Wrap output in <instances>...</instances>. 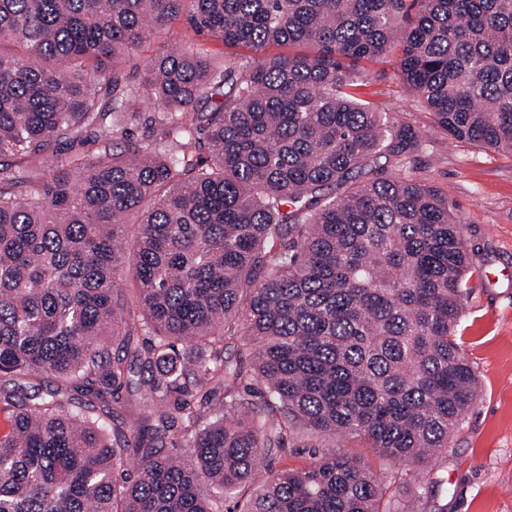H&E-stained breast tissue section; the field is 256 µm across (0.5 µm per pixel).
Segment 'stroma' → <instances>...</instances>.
Here are the masks:
<instances>
[{
    "instance_id": "stroma-1",
    "label": "stroma",
    "mask_w": 512,
    "mask_h": 512,
    "mask_svg": "<svg viewBox=\"0 0 512 512\" xmlns=\"http://www.w3.org/2000/svg\"><path fill=\"white\" fill-rule=\"evenodd\" d=\"M368 69L364 99L433 139V149L416 154L413 174L455 205L472 257L455 340L475 374L476 398L442 464L443 503L446 512H512V154L448 139L431 112L408 97L391 61ZM336 449L381 476V512L408 500L415 482L428 476L427 469L380 458L361 438H337Z\"/></svg>"
}]
</instances>
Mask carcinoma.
I'll use <instances>...</instances> for the list:
<instances>
[{"label":"carcinoma","mask_w":512,"mask_h":512,"mask_svg":"<svg viewBox=\"0 0 512 512\" xmlns=\"http://www.w3.org/2000/svg\"><path fill=\"white\" fill-rule=\"evenodd\" d=\"M387 57L448 137L512 153V0H0V512H379L334 448L266 461L290 433L447 457L471 256L408 172L431 144L358 93ZM176 35L184 39L185 41L194 45L195 48L201 50L206 55L223 54V58L220 61L228 58H247L253 55L250 49L246 47H228L225 46L221 41L215 38L199 36L184 22H178L175 24Z\"/></svg>","instance_id":"cac0c4a2"}]
</instances>
